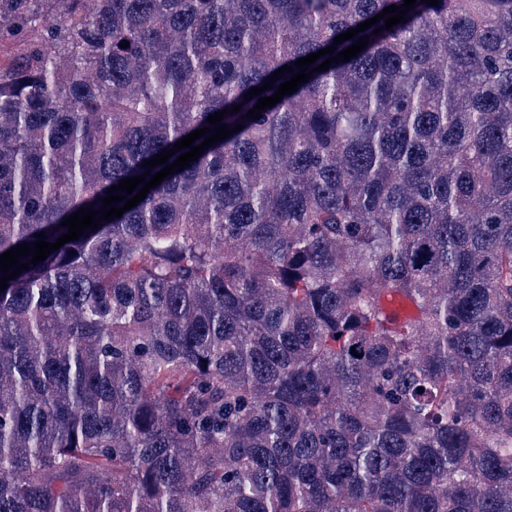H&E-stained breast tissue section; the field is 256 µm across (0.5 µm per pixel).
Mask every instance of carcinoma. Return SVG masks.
<instances>
[{"mask_svg": "<svg viewBox=\"0 0 512 512\" xmlns=\"http://www.w3.org/2000/svg\"><path fill=\"white\" fill-rule=\"evenodd\" d=\"M392 4L0 0V255L243 125L0 291V512H512V0Z\"/></svg>", "mask_w": 512, "mask_h": 512, "instance_id": "carcinoma-1", "label": "carcinoma"}]
</instances>
